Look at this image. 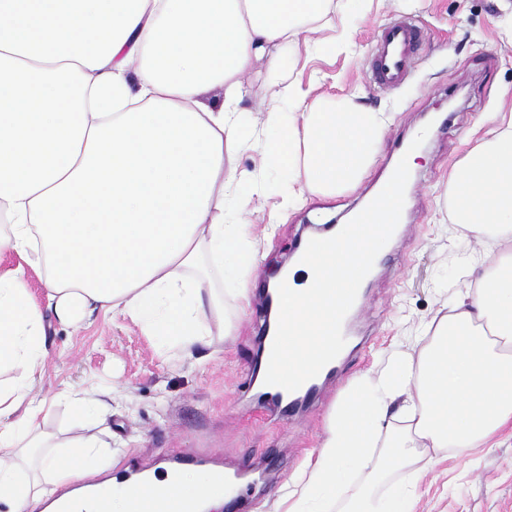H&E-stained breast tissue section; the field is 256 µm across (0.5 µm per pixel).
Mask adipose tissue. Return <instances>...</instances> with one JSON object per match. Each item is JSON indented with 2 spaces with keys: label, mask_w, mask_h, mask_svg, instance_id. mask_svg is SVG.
<instances>
[{
  "label": "adipose tissue",
  "mask_w": 512,
  "mask_h": 512,
  "mask_svg": "<svg viewBox=\"0 0 512 512\" xmlns=\"http://www.w3.org/2000/svg\"><path fill=\"white\" fill-rule=\"evenodd\" d=\"M332 0H0V504L37 512L54 486L83 476L98 443L79 436L48 451L32 394L45 353L43 308L29 270L46 269L48 308L72 326L105 311L142 324L185 354L206 344L219 318L210 273L255 265L243 221L225 222L224 197L247 177L236 159L252 144L239 118L243 76L262 55L279 65L300 47L329 53L347 37L310 40ZM144 63L130 81L128 63ZM224 89L221 104L203 98ZM291 120L268 112L269 162L305 192L358 184L375 161L383 126L354 105L310 98L300 83L280 84ZM451 221L480 252L460 259L456 304L426 324L416 364L379 380H359L332 420L299 495L283 512H330L346 473L375 479L408 462L415 448L468 451L494 446L512 429V111L452 171ZM302 193H290L300 202ZM400 404L411 422L382 430ZM196 493L204 512L225 490L208 470L176 478L112 480L56 500V512H129L133 497Z\"/></svg>",
  "instance_id": "ef3b65f1"
}]
</instances>
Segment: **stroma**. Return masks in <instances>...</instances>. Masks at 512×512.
<instances>
[{
	"instance_id": "obj_1",
	"label": "stroma",
	"mask_w": 512,
	"mask_h": 512,
	"mask_svg": "<svg viewBox=\"0 0 512 512\" xmlns=\"http://www.w3.org/2000/svg\"><path fill=\"white\" fill-rule=\"evenodd\" d=\"M400 18L415 22L422 40L408 79L379 89L370 80L372 47L380 27ZM331 19L323 36L347 28L351 49L301 57L282 73L314 95L349 99L382 113L376 164L355 188L311 194L285 211L287 179L261 151L240 152L239 169L263 186L243 209L258 263L235 278L211 275L224 296L223 335L187 357L128 318L98 314L63 327L47 317L48 357L33 388L48 401L42 429L58 438L95 435L100 450L90 467L100 478L122 480L145 470L161 477L172 458L195 455L243 474L221 512H276L281 496L298 491L354 382L378 376L402 354H417L414 335L421 321L452 303L461 282L458 259L478 245L464 238L456 248L448 246L442 223L448 175L471 141L493 126L495 112L512 107V0H336ZM268 73V59L254 64L243 78L240 103L242 121L261 140L268 136L263 115L274 103ZM433 116L443 122L426 138L420 166L406 187L408 221L364 290L338 379L324 384L319 399L301 410L258 401L254 376L265 322L263 289L273 270L288 265L305 235L349 213L391 167L403 139ZM241 286L248 290L244 303L235 296ZM92 385L109 392L112 414L106 422L77 419L62 395L63 389ZM431 456L438 463L429 469L425 462ZM411 471L417 474L416 512H512L510 431H502L492 448L421 449L376 494L393 497Z\"/></svg>"
}]
</instances>
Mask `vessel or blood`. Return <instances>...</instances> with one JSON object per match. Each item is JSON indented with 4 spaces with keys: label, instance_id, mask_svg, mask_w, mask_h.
<instances>
[{
    "label": "vessel or blood",
    "instance_id": "b4317fda",
    "mask_svg": "<svg viewBox=\"0 0 512 512\" xmlns=\"http://www.w3.org/2000/svg\"><path fill=\"white\" fill-rule=\"evenodd\" d=\"M421 41V30L408 20H394L379 32L374 53L372 80L380 87H392L407 77L414 52ZM130 512H198V498L189 491L133 498Z\"/></svg>",
    "mask_w": 512,
    "mask_h": 512
}]
</instances>
